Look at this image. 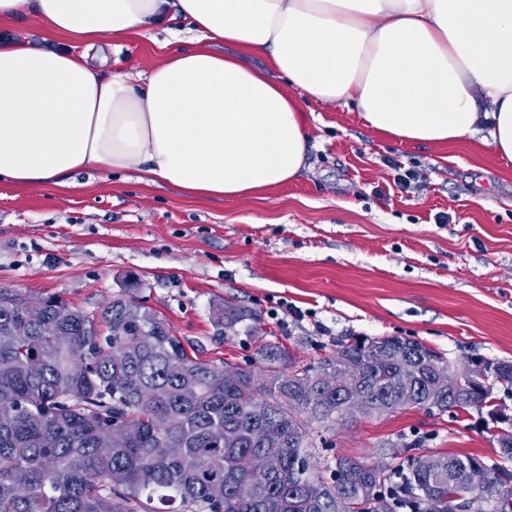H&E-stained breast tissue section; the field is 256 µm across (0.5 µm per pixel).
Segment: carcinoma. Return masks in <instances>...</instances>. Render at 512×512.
Segmentation results:
<instances>
[{"mask_svg": "<svg viewBox=\"0 0 512 512\" xmlns=\"http://www.w3.org/2000/svg\"><path fill=\"white\" fill-rule=\"evenodd\" d=\"M139 288L127 277L126 295L67 326L53 321L60 297L0 288V512H430L434 500L453 512V498L471 494L472 465L487 472L488 512H512V499H498L504 479L512 481L509 440L504 463L490 467L422 452L405 437L378 449L373 464L322 459L311 426L350 417L354 395L375 401L380 416L402 396L401 410L423 408L433 370L448 362L425 344L355 338L306 365L271 346L261 350L266 369L241 367L238 382L220 389L211 378L223 368L189 355L164 321L140 312ZM33 356L42 361L36 374L27 370ZM351 367L358 375L347 379ZM326 376L344 385L320 387ZM491 399L467 382L433 409L480 411ZM115 420L132 437L103 452L96 431ZM257 420L279 440L254 443ZM265 452L281 457L273 475L253 471Z\"/></svg>", "mask_w": 512, "mask_h": 512, "instance_id": "cac0c4a2", "label": "carcinoma"}]
</instances>
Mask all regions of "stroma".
Segmentation results:
<instances>
[{
  "label": "stroma",
  "instance_id": "stroma-1",
  "mask_svg": "<svg viewBox=\"0 0 512 512\" xmlns=\"http://www.w3.org/2000/svg\"><path fill=\"white\" fill-rule=\"evenodd\" d=\"M73 47L37 16L0 34ZM166 35L136 36L108 72L137 83ZM312 139L288 183L192 200L137 172L82 173L74 190L0 182V288L55 294L89 313L122 295L154 311L187 351L262 367L264 347L313 363L352 336L417 340L457 364L512 360V159L483 135L444 145L373 132L339 103L307 102ZM414 172L410 189L397 171ZM250 311L229 328L218 308ZM424 450L500 462L487 414L424 410L349 418L316 433L323 453L369 463L399 436Z\"/></svg>",
  "mask_w": 512,
  "mask_h": 512
}]
</instances>
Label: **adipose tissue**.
<instances>
[{"label": "adipose tissue", "mask_w": 512, "mask_h": 512, "mask_svg": "<svg viewBox=\"0 0 512 512\" xmlns=\"http://www.w3.org/2000/svg\"><path fill=\"white\" fill-rule=\"evenodd\" d=\"M31 12L85 48L0 40V180L20 189L134 170L245 197L303 168L309 100L413 144L484 131L512 158V0H0V19ZM156 28L169 50L143 84L102 71L105 44Z\"/></svg>", "instance_id": "ef3b65f1"}]
</instances>
